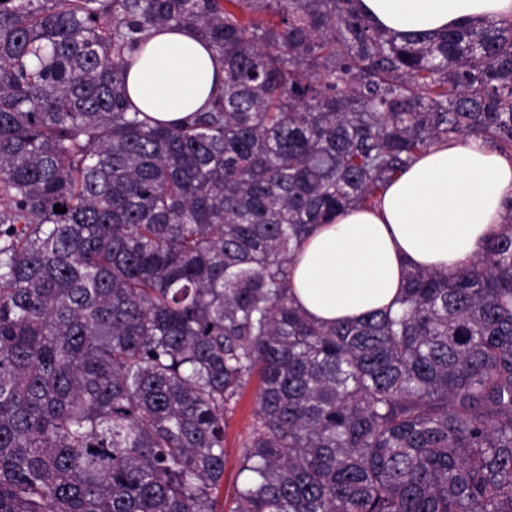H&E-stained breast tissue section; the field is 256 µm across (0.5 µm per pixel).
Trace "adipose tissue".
<instances>
[{
	"label": "adipose tissue",
	"mask_w": 512,
	"mask_h": 512,
	"mask_svg": "<svg viewBox=\"0 0 512 512\" xmlns=\"http://www.w3.org/2000/svg\"><path fill=\"white\" fill-rule=\"evenodd\" d=\"M376 28L410 39L462 24L512 20V0H356ZM131 104L164 123L206 111L224 92V66L188 28L155 27L125 75ZM512 211V157L473 137L430 148L370 207L319 225L290 272L313 320L342 323L391 306L408 269L454 274Z\"/></svg>",
	"instance_id": "ef3b65f1"
}]
</instances>
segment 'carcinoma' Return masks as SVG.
Wrapping results in <instances>:
<instances>
[{
    "mask_svg": "<svg viewBox=\"0 0 512 512\" xmlns=\"http://www.w3.org/2000/svg\"><path fill=\"white\" fill-rule=\"evenodd\" d=\"M188 27L224 97L130 111ZM512 154V21L399 43L355 0H0V512H512V213L453 277L333 326L314 226L432 146ZM66 208L54 212V206ZM258 387L257 378H253L244 390L243 396L233 414L226 418L225 446L227 462L224 470V500L226 510L234 506V493L243 480L239 475V465L236 458V446L238 439L244 436L252 421V413L255 407L254 395Z\"/></svg>",
    "mask_w": 512,
    "mask_h": 512,
    "instance_id": "1",
    "label": "carcinoma"
}]
</instances>
